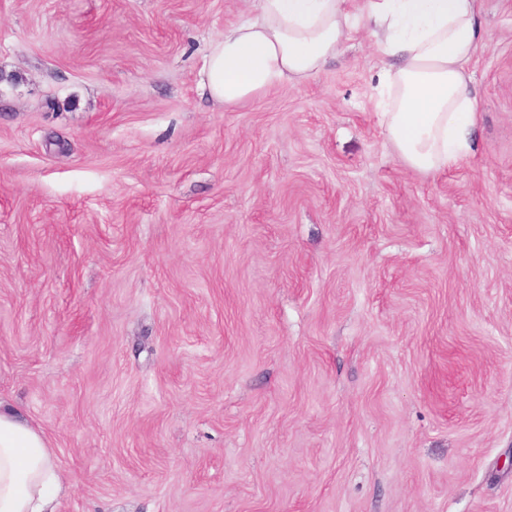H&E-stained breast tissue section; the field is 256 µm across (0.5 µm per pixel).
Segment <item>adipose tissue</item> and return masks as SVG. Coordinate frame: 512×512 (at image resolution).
<instances>
[{"instance_id": "1", "label": "adipose tissue", "mask_w": 512, "mask_h": 512, "mask_svg": "<svg viewBox=\"0 0 512 512\" xmlns=\"http://www.w3.org/2000/svg\"><path fill=\"white\" fill-rule=\"evenodd\" d=\"M385 67L377 106L386 139L409 167L437 173L473 149L478 103L467 65L484 40L479 0H260L259 14L225 28L200 71L203 95L227 105L319 73L355 22ZM61 487L44 434L0 404V512H56Z\"/></svg>"}]
</instances>
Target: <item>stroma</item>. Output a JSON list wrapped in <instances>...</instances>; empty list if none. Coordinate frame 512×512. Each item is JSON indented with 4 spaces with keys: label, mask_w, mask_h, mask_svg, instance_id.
Listing matches in <instances>:
<instances>
[{
    "label": "stroma",
    "mask_w": 512,
    "mask_h": 512,
    "mask_svg": "<svg viewBox=\"0 0 512 512\" xmlns=\"http://www.w3.org/2000/svg\"><path fill=\"white\" fill-rule=\"evenodd\" d=\"M477 149H391L371 31L225 106L258 0H0V399L57 512H512V0Z\"/></svg>",
    "instance_id": "obj_1"
}]
</instances>
